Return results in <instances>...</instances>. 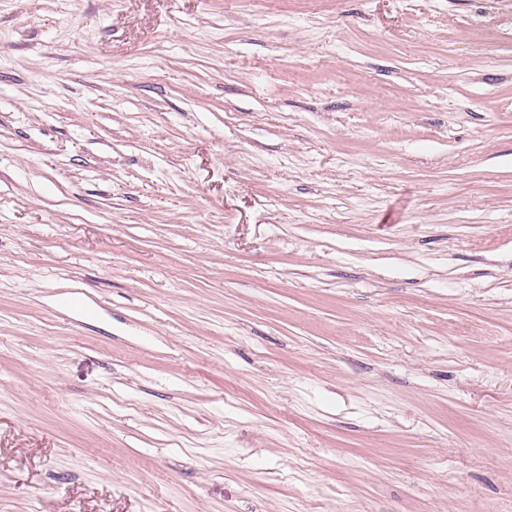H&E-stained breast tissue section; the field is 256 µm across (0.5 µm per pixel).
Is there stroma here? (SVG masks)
Returning a JSON list of instances; mask_svg holds the SVG:
<instances>
[{
  "instance_id": "stroma-1",
  "label": "stroma",
  "mask_w": 512,
  "mask_h": 512,
  "mask_svg": "<svg viewBox=\"0 0 512 512\" xmlns=\"http://www.w3.org/2000/svg\"><path fill=\"white\" fill-rule=\"evenodd\" d=\"M0 512H512V0H0Z\"/></svg>"
}]
</instances>
